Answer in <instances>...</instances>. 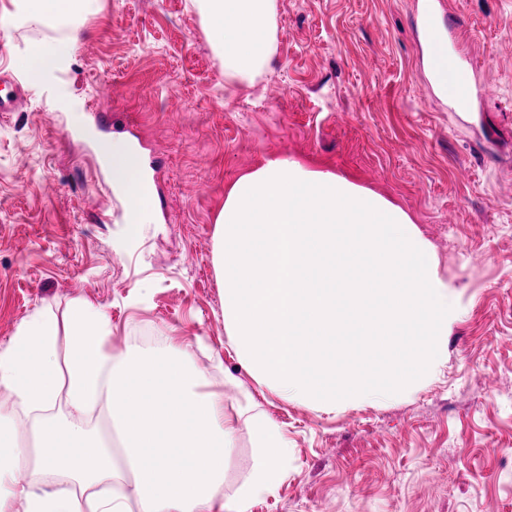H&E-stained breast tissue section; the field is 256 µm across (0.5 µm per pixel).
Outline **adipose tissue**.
I'll return each instance as SVG.
<instances>
[{"label": "adipose tissue", "mask_w": 512, "mask_h": 512, "mask_svg": "<svg viewBox=\"0 0 512 512\" xmlns=\"http://www.w3.org/2000/svg\"><path fill=\"white\" fill-rule=\"evenodd\" d=\"M228 91L251 87L275 52V0H196ZM112 187L124 199L126 240L155 221L149 170L122 137L100 145ZM104 312L76 301L64 320L35 312L0 350V391L33 424L19 431L0 419V512H248L250 502L283 481L291 455L279 424L255 411L251 396L230 404L205 391L206 376L188 346L160 354L118 355L106 345ZM69 354L58 358L59 339ZM71 413L104 406L120 446L98 431L52 416L58 396ZM257 459L232 495L224 471L241 428ZM61 473L63 487L43 490Z\"/></svg>", "instance_id": "adipose-tissue-1"}]
</instances>
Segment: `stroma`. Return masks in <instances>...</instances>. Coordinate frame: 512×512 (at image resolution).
Listing matches in <instances>:
<instances>
[{
  "mask_svg": "<svg viewBox=\"0 0 512 512\" xmlns=\"http://www.w3.org/2000/svg\"><path fill=\"white\" fill-rule=\"evenodd\" d=\"M450 7L487 88L470 112L429 82L416 0H276L272 67L233 94L193 0H74L45 25L0 0V68L25 91L0 115V349L36 311L86 299L112 352L157 336L189 346L210 389L228 374L253 389L226 345L215 219L240 175L295 157L401 206L458 312L411 392L319 411L256 392L293 454L249 512H512V0ZM59 40L32 79L31 48ZM115 135L143 153L160 218L121 254L99 154ZM67 50L66 43L41 44L33 47L24 61V67L33 78L50 70L57 58Z\"/></svg>",
  "mask_w": 512,
  "mask_h": 512,
  "instance_id": "35a3bbf8",
  "label": "stroma"
}]
</instances>
